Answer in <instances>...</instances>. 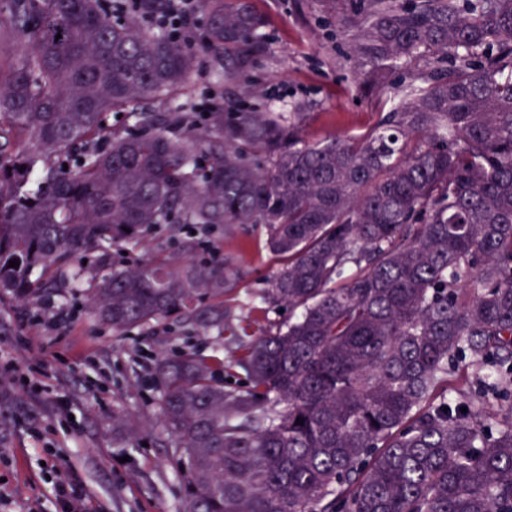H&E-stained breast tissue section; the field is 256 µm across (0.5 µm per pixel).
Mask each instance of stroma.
Wrapping results in <instances>:
<instances>
[{
  "mask_svg": "<svg viewBox=\"0 0 512 512\" xmlns=\"http://www.w3.org/2000/svg\"><path fill=\"white\" fill-rule=\"evenodd\" d=\"M250 5L266 25L249 80L267 101L298 106L305 141L374 125L382 99L366 92L326 0ZM205 24L197 16L188 44L196 73L186 92L200 105L225 93L200 51ZM211 238L240 259L232 301L249 311L253 336L287 319L260 296L285 264L263 236L242 226ZM54 309L66 311L67 322L51 324ZM184 351L240 353L236 343L217 344L173 318L114 332L96 322L79 294L53 292L23 305L0 300V512H61L64 485L80 488L86 512H184L185 479L172 461L175 439L159 420L154 378L161 354ZM120 414L137 426L136 441L113 428Z\"/></svg>",
  "mask_w": 512,
  "mask_h": 512,
  "instance_id": "1",
  "label": "stroma"
}]
</instances>
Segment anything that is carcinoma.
Masks as SVG:
<instances>
[{
  "instance_id": "carcinoma-1",
  "label": "carcinoma",
  "mask_w": 512,
  "mask_h": 512,
  "mask_svg": "<svg viewBox=\"0 0 512 512\" xmlns=\"http://www.w3.org/2000/svg\"><path fill=\"white\" fill-rule=\"evenodd\" d=\"M199 2L240 88L206 116L152 108L195 72L145 21L168 0H0V297L79 288L92 254L113 331L176 315L243 348L157 361L188 512H512V0H329L396 103L315 143L238 108L248 0ZM162 224L190 228L178 251L112 258ZM217 224L287 258L263 300L298 314L247 344L239 259L194 235Z\"/></svg>"
}]
</instances>
